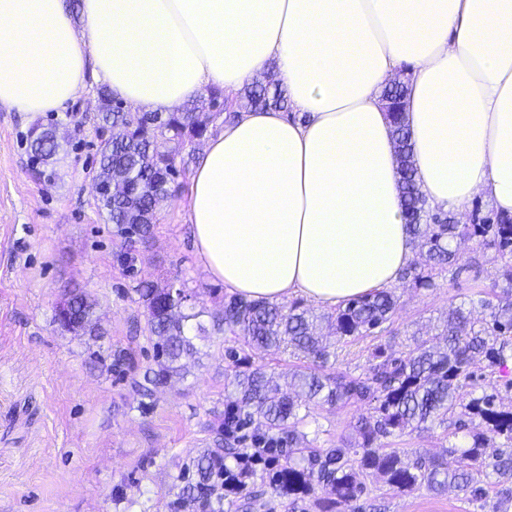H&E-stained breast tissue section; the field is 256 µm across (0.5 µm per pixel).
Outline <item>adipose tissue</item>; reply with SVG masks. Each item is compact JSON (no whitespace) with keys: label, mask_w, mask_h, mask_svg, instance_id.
<instances>
[{"label":"adipose tissue","mask_w":512,"mask_h":512,"mask_svg":"<svg viewBox=\"0 0 512 512\" xmlns=\"http://www.w3.org/2000/svg\"><path fill=\"white\" fill-rule=\"evenodd\" d=\"M410 68L426 206L512 215V0H0V105L56 112L95 80L141 112L274 76L191 176L193 245L240 296L333 307L414 259L381 93Z\"/></svg>","instance_id":"ef3b65f1"}]
</instances>
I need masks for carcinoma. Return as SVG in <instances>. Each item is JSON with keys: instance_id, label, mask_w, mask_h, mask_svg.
<instances>
[{"instance_id": "cac0c4a2", "label": "carcinoma", "mask_w": 512, "mask_h": 512, "mask_svg": "<svg viewBox=\"0 0 512 512\" xmlns=\"http://www.w3.org/2000/svg\"><path fill=\"white\" fill-rule=\"evenodd\" d=\"M409 88L386 86L382 98L392 100L396 155L406 221L415 247L425 252L424 269L412 266L422 286H430L433 272L456 263L458 247L472 237H483L502 255L512 256V217L497 222L459 224L450 215H431L425 207L415 178L410 131L405 123ZM212 107L230 120L243 111L288 109L283 92L256 79L228 104L222 90L209 92ZM100 130H112V138L100 149L95 180L115 184L122 192L98 198L107 220L127 242L148 238L157 211L169 196V184L180 175L176 155L187 143L199 142L213 133L216 113L200 110L198 100L176 112H133L98 89ZM32 171L56 155L61 143L56 130L39 123L29 130ZM503 297L498 302L479 299L470 307L448 313L443 332L445 346L414 338V347L402 357L375 348L368 373L354 377L328 369L336 357L333 345L313 331L316 316L295 302L286 307L263 300L231 296L224 300L222 315L206 326L203 312H185L192 299L188 289L170 284L165 288L142 285L136 289L145 310L149 341L156 370L151 383L165 385L182 373V360L199 354L195 340L210 333H229L244 345L292 350L312 367L291 374V381L308 400L329 406L366 402L374 414L358 421L361 442L355 448H316L298 431L303 421L300 403L284 393L274 374L251 358L229 348L231 364L225 379L233 387L224 408L221 432L232 442L227 448H205L180 469V491L170 512H232V509H262L294 512L298 502L317 494L321 512H333L337 504L350 503L362 495L366 479L382 478L398 493L421 487L442 492L451 487L477 498L484 494L480 483L494 480L512 490V408L504 409L496 394L473 396L476 389L471 367L482 362L495 371L512 361V264L503 274ZM70 317L59 325L76 335H103L94 318L93 303L84 292L66 298ZM397 298L392 288H383L348 301L321 316L333 328L336 342L368 336L391 320ZM470 399H465V396ZM450 420L455 430H464V443L448 447L440 457H427L398 448H386L380 439L400 436L406 430L424 431L435 421Z\"/></svg>"}]
</instances>
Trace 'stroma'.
I'll return each mask as SVG.
<instances>
[{"instance_id": "obj_1", "label": "stroma", "mask_w": 512, "mask_h": 512, "mask_svg": "<svg viewBox=\"0 0 512 512\" xmlns=\"http://www.w3.org/2000/svg\"><path fill=\"white\" fill-rule=\"evenodd\" d=\"M97 90L88 84L61 111L46 114L0 106V512H170L180 467L217 445L228 398L224 350L242 345L232 335L208 336L183 377L158 387L146 381L154 360L137 287L185 284L195 309L208 315L221 312L227 294L189 234L190 176L205 145L177 156L180 175L152 237L124 242L92 193L101 142ZM37 122L57 127L62 137L41 179L31 172L28 141ZM126 252L134 258L129 267L119 260ZM505 265L476 237L432 287L399 279L391 320L383 331L337 344L336 369L366 374L375 345L400 356L411 336L439 334L450 309L480 294L496 298ZM74 289L90 296L104 340L74 335L56 321L58 302ZM98 349L121 355V363L93 361ZM306 413L300 431L307 440L345 448L371 409L313 404ZM454 442L444 422L384 440L428 455ZM359 504L361 512H512L494 484L471 500L453 489L400 494L371 478Z\"/></svg>"}]
</instances>
